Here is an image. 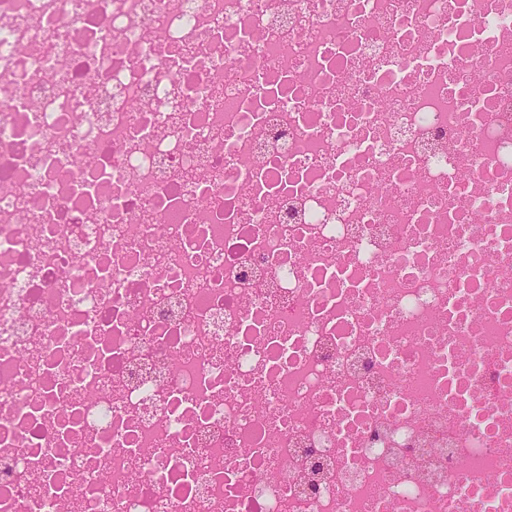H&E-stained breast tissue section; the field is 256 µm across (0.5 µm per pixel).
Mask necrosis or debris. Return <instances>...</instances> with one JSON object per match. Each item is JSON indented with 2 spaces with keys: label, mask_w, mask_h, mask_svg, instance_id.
I'll return each mask as SVG.
<instances>
[{
  "label": "necrosis or debris",
  "mask_w": 512,
  "mask_h": 512,
  "mask_svg": "<svg viewBox=\"0 0 512 512\" xmlns=\"http://www.w3.org/2000/svg\"><path fill=\"white\" fill-rule=\"evenodd\" d=\"M0 512H512V0H0Z\"/></svg>",
  "instance_id": "necrosis-or-debris-1"
}]
</instances>
